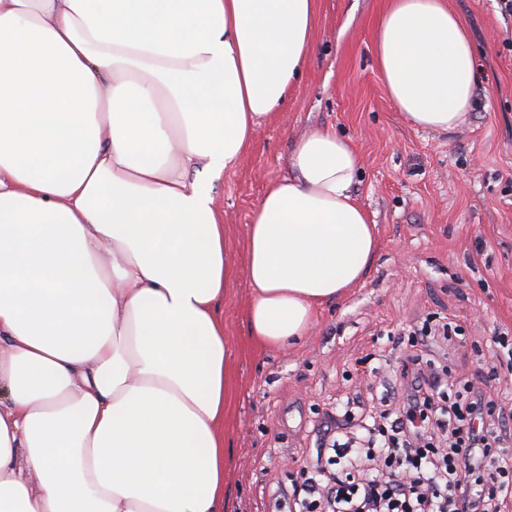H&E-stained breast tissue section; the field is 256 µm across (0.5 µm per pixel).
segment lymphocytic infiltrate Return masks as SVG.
Here are the masks:
<instances>
[{"label": "lymphocytic infiltrate", "instance_id": "obj_1", "mask_svg": "<svg viewBox=\"0 0 512 512\" xmlns=\"http://www.w3.org/2000/svg\"><path fill=\"white\" fill-rule=\"evenodd\" d=\"M434 371L412 369L388 434L356 417L331 418L326 460L301 467L288 512H503L512 455L482 390L452 398Z\"/></svg>", "mask_w": 512, "mask_h": 512}]
</instances>
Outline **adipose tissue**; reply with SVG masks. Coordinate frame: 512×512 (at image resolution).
Wrapping results in <instances>:
<instances>
[{
    "mask_svg": "<svg viewBox=\"0 0 512 512\" xmlns=\"http://www.w3.org/2000/svg\"><path fill=\"white\" fill-rule=\"evenodd\" d=\"M318 0H0V512H227L234 167L298 86ZM393 107L453 130L476 84L447 0H389ZM361 161L301 135L248 227L247 334L278 349L365 276Z\"/></svg>",
    "mask_w": 512,
    "mask_h": 512,
    "instance_id": "obj_1",
    "label": "adipose tissue"
}]
</instances>
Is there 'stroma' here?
<instances>
[{
    "instance_id": "1",
    "label": "stroma",
    "mask_w": 512,
    "mask_h": 512,
    "mask_svg": "<svg viewBox=\"0 0 512 512\" xmlns=\"http://www.w3.org/2000/svg\"><path fill=\"white\" fill-rule=\"evenodd\" d=\"M386 4L319 0L287 112L211 181L234 268L224 298L230 512H278L316 453L325 412L354 396L366 411H394L384 389L402 392L414 359L483 390L512 428V373L492 342L497 328L512 330V19L497 0H448L471 33L478 79L464 127L435 132L394 109L375 66V23ZM322 128L351 138L361 156L356 197L378 226L380 251L361 283L317 311L300 343L260 348L244 328L248 224L265 187L285 174L296 137ZM423 322L461 332L422 347L409 330Z\"/></svg>"
}]
</instances>
